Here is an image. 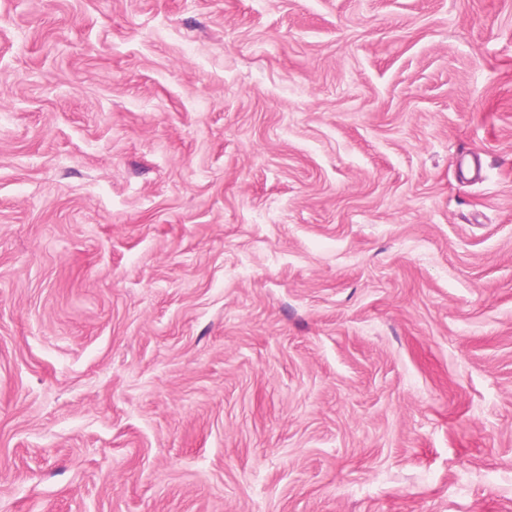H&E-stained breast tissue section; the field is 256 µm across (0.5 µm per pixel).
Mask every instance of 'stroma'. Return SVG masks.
Listing matches in <instances>:
<instances>
[{
	"label": "stroma",
	"mask_w": 512,
	"mask_h": 512,
	"mask_svg": "<svg viewBox=\"0 0 512 512\" xmlns=\"http://www.w3.org/2000/svg\"><path fill=\"white\" fill-rule=\"evenodd\" d=\"M0 512H512V0H0Z\"/></svg>",
	"instance_id": "35a3bbf8"
}]
</instances>
